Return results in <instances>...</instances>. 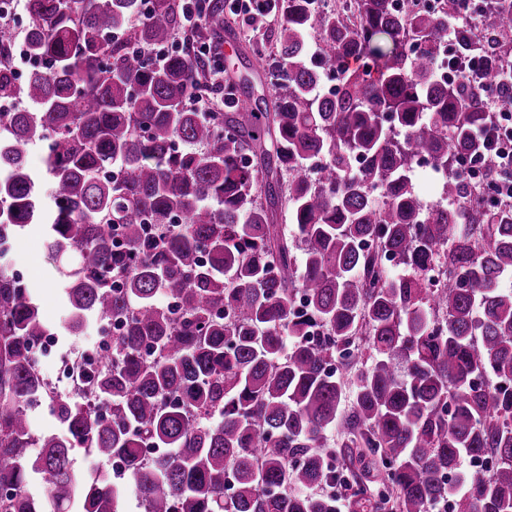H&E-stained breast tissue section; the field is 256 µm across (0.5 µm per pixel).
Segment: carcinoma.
Here are the masks:
<instances>
[{"mask_svg":"<svg viewBox=\"0 0 512 512\" xmlns=\"http://www.w3.org/2000/svg\"><path fill=\"white\" fill-rule=\"evenodd\" d=\"M148 2L24 0L44 67L18 86L0 61V100L27 103L0 113V235L40 232L70 328L121 325L58 395L34 359L53 328L0 265V512H122L126 490L73 470L77 446L123 463L144 512H338L339 446L382 474L378 509L512 512V208L459 172L492 113L438 69L450 35L512 59V4L466 23L459 0H276L265 92L223 85L189 41L157 59L186 6ZM196 7L224 25L223 0ZM221 88L228 111L200 119ZM420 158L444 174L428 209ZM46 400L64 434L36 438ZM480 455L490 473L462 467Z\"/></svg>","mask_w":512,"mask_h":512,"instance_id":"carcinoma-1","label":"carcinoma"}]
</instances>
